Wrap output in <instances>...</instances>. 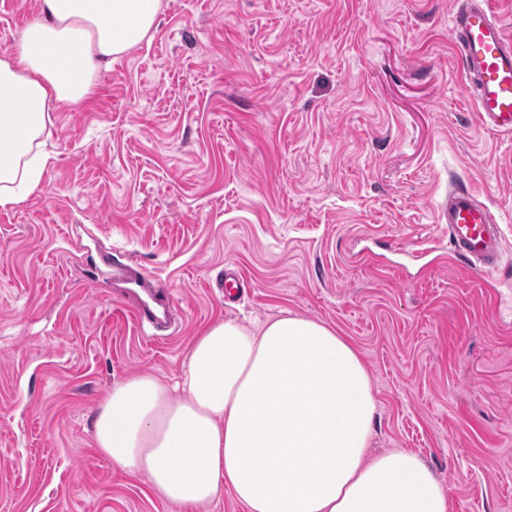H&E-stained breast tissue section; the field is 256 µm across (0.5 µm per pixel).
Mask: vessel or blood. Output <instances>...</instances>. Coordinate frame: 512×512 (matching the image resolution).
<instances>
[{
  "label": "vessel or blood",
  "instance_id": "obj_1",
  "mask_svg": "<svg viewBox=\"0 0 512 512\" xmlns=\"http://www.w3.org/2000/svg\"><path fill=\"white\" fill-rule=\"evenodd\" d=\"M448 36L482 126L512 135V35L495 0H456ZM444 219L452 259L470 274L493 275L504 251L499 211L473 190L455 188Z\"/></svg>",
  "mask_w": 512,
  "mask_h": 512
}]
</instances>
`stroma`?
I'll return each mask as SVG.
<instances>
[{"instance_id":"stroma-1","label":"stroma","mask_w":512,"mask_h":512,"mask_svg":"<svg viewBox=\"0 0 512 512\" xmlns=\"http://www.w3.org/2000/svg\"><path fill=\"white\" fill-rule=\"evenodd\" d=\"M453 5L161 0L151 40L59 106L39 190L0 207V512H181L98 452V404L180 377L208 326L285 313L359 352L372 452L420 456L449 512H512V312L449 262L440 216L458 185L501 208L512 283V135L478 121ZM38 8L0 0V51ZM156 290L166 321L137 327Z\"/></svg>"}]
</instances>
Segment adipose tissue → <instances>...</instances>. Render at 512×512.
<instances>
[{
    "instance_id": "1",
    "label": "adipose tissue",
    "mask_w": 512,
    "mask_h": 512,
    "mask_svg": "<svg viewBox=\"0 0 512 512\" xmlns=\"http://www.w3.org/2000/svg\"><path fill=\"white\" fill-rule=\"evenodd\" d=\"M160 10L161 0H41L0 52V206L38 189L56 107L82 103ZM376 412L369 372L335 330L287 314L254 332L228 320L195 337L174 383L144 374L115 384L95 443L186 512L227 491L248 512H448L418 455L370 453Z\"/></svg>"
}]
</instances>
